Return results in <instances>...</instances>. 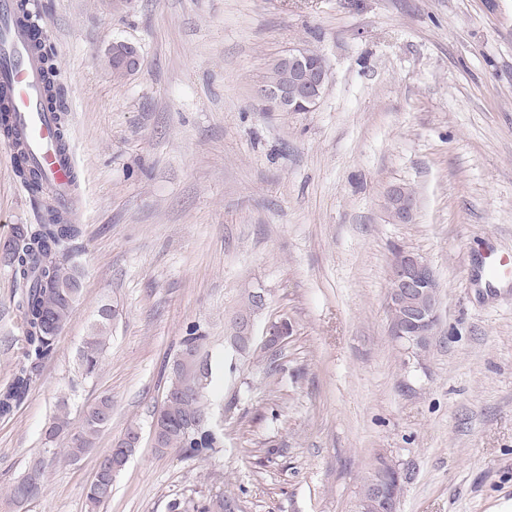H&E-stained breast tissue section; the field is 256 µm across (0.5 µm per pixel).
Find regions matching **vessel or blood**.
I'll return each instance as SVG.
<instances>
[{
  "mask_svg": "<svg viewBox=\"0 0 512 512\" xmlns=\"http://www.w3.org/2000/svg\"><path fill=\"white\" fill-rule=\"evenodd\" d=\"M12 0H0V88L13 123L23 131L33 162L56 188L57 203L68 213L79 207L72 152L59 148L52 112L44 108V81L37 53L27 47V32L13 22Z\"/></svg>",
  "mask_w": 512,
  "mask_h": 512,
  "instance_id": "obj_1",
  "label": "vessel or blood"
}]
</instances>
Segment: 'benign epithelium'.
Returning a JSON list of instances; mask_svg holds the SVG:
<instances>
[{
    "instance_id": "7a95c632",
    "label": "benign epithelium",
    "mask_w": 512,
    "mask_h": 512,
    "mask_svg": "<svg viewBox=\"0 0 512 512\" xmlns=\"http://www.w3.org/2000/svg\"><path fill=\"white\" fill-rule=\"evenodd\" d=\"M309 56L311 51L307 49L289 52L292 69L288 73V81L282 85L262 84L257 89L258 96L279 112H292L299 105L306 112L313 111L325 94L329 71L325 65L308 66ZM389 194L395 199L391 220L396 224L412 223L414 197L399 185L392 187ZM390 282L393 290L387 294V306L407 307L408 321L415 326L409 331L404 325H393L391 334L411 346L428 339L438 321V302L431 297V289L436 287L431 266L420 255L402 250L394 256ZM232 324L236 328L233 346L241 351L249 349L255 338L252 314L241 312L232 319ZM289 326L291 323L285 319L270 323L264 334L265 346L274 348L280 345L292 333ZM402 483L403 474L398 466L383 461L374 469L371 493L380 503L379 512H398Z\"/></svg>"
}]
</instances>
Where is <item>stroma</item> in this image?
<instances>
[{
  "label": "stroma",
  "instance_id": "stroma-1",
  "mask_svg": "<svg viewBox=\"0 0 512 512\" xmlns=\"http://www.w3.org/2000/svg\"><path fill=\"white\" fill-rule=\"evenodd\" d=\"M59 72L80 188L81 296L55 356L0 416V512L45 446L60 394L72 426L112 398L80 462L51 464L17 512H168L174 493L234 492L242 512H355L379 458L408 476L399 512H512V0H38ZM139 67L114 80L113 44ZM319 52L330 83L312 112L255 88L276 57ZM416 198L393 223L387 193ZM46 219L0 137V249ZM438 282L426 348L398 343L386 296L395 249ZM0 261V392L23 355ZM267 296L255 331L286 317L277 351H237L229 324ZM116 306L93 377L75 356ZM206 341L205 395L223 435L205 462L149 440L190 325ZM277 374H269L270 364ZM140 448L111 498L84 488L129 426ZM389 196L395 199V208L390 212L391 220L396 224L412 223L415 211V200L403 186H393L389 190Z\"/></svg>",
  "mask_w": 512,
  "mask_h": 512
}]
</instances>
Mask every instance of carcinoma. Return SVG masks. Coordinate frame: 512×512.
<instances>
[{
  "label": "carcinoma",
  "mask_w": 512,
  "mask_h": 512,
  "mask_svg": "<svg viewBox=\"0 0 512 512\" xmlns=\"http://www.w3.org/2000/svg\"><path fill=\"white\" fill-rule=\"evenodd\" d=\"M32 39L41 52L47 75V96L52 104L56 99L53 54L47 48L43 30H35ZM287 74L288 59L283 55L271 63L264 81L280 82ZM16 171L33 199L49 196L38 168L19 160ZM79 234L78 225L65 220L59 208L50 205L45 223L17 225L12 243L4 249V263L11 268L20 288L18 309L25 326V350L23 360L15 367L12 382L0 394V416L11 414L36 380L42 363L56 353L57 341L81 294L83 271L73 260L72 252V243ZM115 316L116 309L105 303L88 326L76 353L81 377H91L100 369ZM200 381L197 369L171 365L165 388L167 401L163 406L165 432L158 451L174 449L185 459L203 462L220 447L221 436L211 426ZM111 420L112 397L105 395L84 407L81 425L74 430L70 421L69 397H58L56 411L45 430V439L51 444L62 439L64 446L52 447L48 452L70 463L79 462L95 448L96 440ZM133 454L132 448L122 455L110 448L101 455L98 462L100 478L91 481L85 490L92 508L110 499L112 482L119 473L118 466ZM45 468L44 458L31 460L25 472L8 488L6 504L21 506L40 497L44 489ZM229 498L233 499L235 495L217 494L195 499L177 493L168 503V512H225L224 503Z\"/></svg>",
  "instance_id": "cac0c4a2"
}]
</instances>
